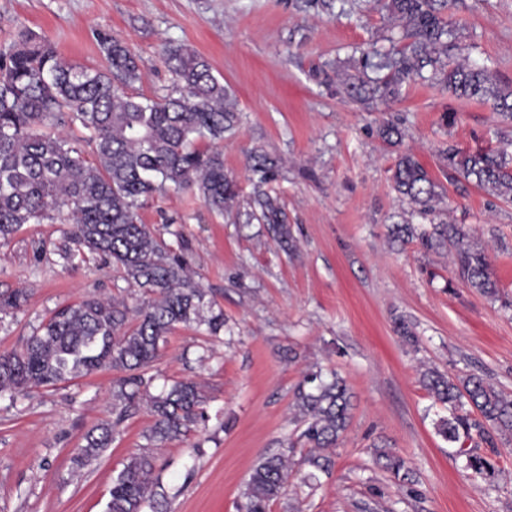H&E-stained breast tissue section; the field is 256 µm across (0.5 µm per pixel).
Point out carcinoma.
Instances as JSON below:
<instances>
[{
  "label": "carcinoma",
  "instance_id": "carcinoma-1",
  "mask_svg": "<svg viewBox=\"0 0 512 512\" xmlns=\"http://www.w3.org/2000/svg\"><path fill=\"white\" fill-rule=\"evenodd\" d=\"M346 0H304V7L328 15L345 11ZM393 22L383 51L376 43L360 49L359 75L343 81L344 94L361 104L385 105L430 69L428 81L459 99L493 101L512 118V90L500 85L485 64L456 60L448 14L452 0H377ZM97 41L105 69L66 62L44 37L28 28L0 46V243L9 242L25 224L67 225V245L85 248L121 268L126 279L151 295L147 305L131 310L123 301L89 297L61 308L29 337L20 351L0 353V395L9 397L33 387L91 374L103 367L126 372L115 397L123 403L112 423L85 436L74 457L85 465L110 446L130 409L146 407L153 417L146 438L165 443L181 440L208 421L204 399L193 380L174 383L153 395L145 371L158 358L161 344L177 325L206 326L221 338L224 311L206 299L187 273L184 257L142 223L139 210L169 187L196 189L211 210L224 213L235 202V181L224 172L217 144L235 130L236 104L209 62L182 45L167 46L163 61L173 76L172 88L146 96L134 90L141 80L139 58L120 39L100 32ZM79 123L89 132L85 150L52 131ZM448 169L486 194L512 199V168L494 153L467 152L448 144L441 149ZM277 161L263 152L249 157L261 174L254 201L259 213L248 218L266 224L285 252L295 247L290 225L278 199L261 188L275 173ZM395 191L423 224H392L393 245L417 241L427 252L452 251L456 277L477 292L497 297L485 249L459 224L437 222L440 186L410 153L398 156L392 173ZM25 293H0V311L18 309ZM420 383L434 403L448 410L436 431L448 447L463 452L479 438L493 443L492 432L512 434V398L482 377H452L428 367ZM351 394L336 372L307 373L294 393L298 440L308 453L294 459V444L262 457L244 485L239 512H270L288 486L294 468H308L302 478L313 489L319 474L333 466V449L349 425ZM478 411L480 418L472 417ZM375 463L405 485L414 475L405 459L390 449H375ZM465 468L492 478L496 462L472 451ZM148 454L129 457L112 478L105 512H145L155 505L158 479Z\"/></svg>",
  "mask_w": 512,
  "mask_h": 512
}]
</instances>
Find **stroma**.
<instances>
[{"label": "stroma", "instance_id": "35a3bbf8", "mask_svg": "<svg viewBox=\"0 0 512 512\" xmlns=\"http://www.w3.org/2000/svg\"><path fill=\"white\" fill-rule=\"evenodd\" d=\"M449 16L460 56L512 86V0H455ZM20 26L46 36L67 62L100 69L106 61L97 32L122 39L141 59L138 88L148 96L172 86L163 45L204 55L239 113L219 145L239 196L220 215L197 191L171 189L141 210L144 224L183 248L194 281L233 330L232 340L218 342L204 328L177 326L149 370L154 394L185 379L200 385L206 430L149 442L152 417L142 408L109 448L79 467L73 457L85 434L112 419L122 371L2 397L0 512H104L113 476L142 452L155 459L168 512H236L259 459L297 438L294 390L317 368L346 379L349 426L318 490L292 476L271 512H512V434L477 446L497 461L496 479L466 471L437 435L444 411L419 382L425 364L454 377L482 376L512 397V200L451 183L438 154L449 142L511 160L512 120L492 103L420 80L388 105L345 98L340 81L354 71V47L388 26L374 0L338 17L298 8L296 0H0V43ZM385 120L403 130L400 144L377 136ZM253 150L278 161L263 185L286 212L294 253L246 218L260 182L247 168ZM405 151L442 187V217L486 247L498 298L462 283L449 253L389 245V225L410 212L391 179ZM63 231L26 224L0 245V293L28 296L21 310L0 313V353L21 349L55 310L84 298L114 297L132 308L145 301L99 258L82 251L61 258ZM399 315L417 346L395 334ZM383 443L415 471L418 496L374 465L373 447Z\"/></svg>", "mask_w": 512, "mask_h": 512}]
</instances>
